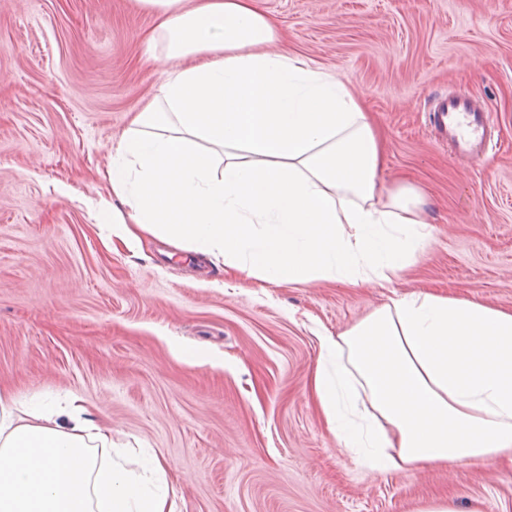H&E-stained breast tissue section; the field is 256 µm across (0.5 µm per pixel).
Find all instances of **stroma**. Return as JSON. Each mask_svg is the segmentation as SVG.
Instances as JSON below:
<instances>
[{
	"instance_id": "obj_1",
	"label": "stroma",
	"mask_w": 512,
	"mask_h": 512,
	"mask_svg": "<svg viewBox=\"0 0 512 512\" xmlns=\"http://www.w3.org/2000/svg\"><path fill=\"white\" fill-rule=\"evenodd\" d=\"M289 54L351 84L381 126L385 187L410 174L431 246L395 281L512 309V0H260ZM134 0H0V392L82 396L130 454L163 460L176 512H512V463L368 467L310 390L320 339L387 289L239 282L98 205L130 121L165 79ZM457 90L498 132L484 163L429 121Z\"/></svg>"
}]
</instances>
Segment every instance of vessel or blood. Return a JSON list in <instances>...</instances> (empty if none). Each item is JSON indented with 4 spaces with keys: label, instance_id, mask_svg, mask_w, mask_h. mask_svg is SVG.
<instances>
[{
    "label": "vessel or blood",
    "instance_id": "obj_1",
    "mask_svg": "<svg viewBox=\"0 0 512 512\" xmlns=\"http://www.w3.org/2000/svg\"><path fill=\"white\" fill-rule=\"evenodd\" d=\"M432 112L433 124L452 152L474 162L486 160L494 122L479 99L458 94L436 102Z\"/></svg>",
    "mask_w": 512,
    "mask_h": 512
}]
</instances>
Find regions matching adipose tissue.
<instances>
[{
  "mask_svg": "<svg viewBox=\"0 0 512 512\" xmlns=\"http://www.w3.org/2000/svg\"><path fill=\"white\" fill-rule=\"evenodd\" d=\"M170 67L102 175L124 244L149 235L272 284L390 285L433 234L346 83L279 51L259 0H135ZM313 394L381 470L512 458V310L394 294L335 336ZM0 512H175L162 460L117 450L82 398L0 394Z\"/></svg>",
  "mask_w": 512,
  "mask_h": 512,
  "instance_id": "obj_1",
  "label": "adipose tissue"
}]
</instances>
